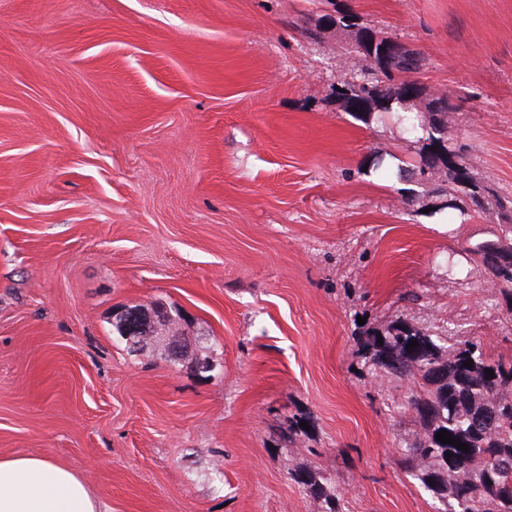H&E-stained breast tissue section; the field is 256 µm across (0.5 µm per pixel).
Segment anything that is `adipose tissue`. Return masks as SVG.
<instances>
[{
    "label": "adipose tissue",
    "instance_id": "obj_1",
    "mask_svg": "<svg viewBox=\"0 0 512 512\" xmlns=\"http://www.w3.org/2000/svg\"><path fill=\"white\" fill-rule=\"evenodd\" d=\"M0 512H108L86 484L49 459L18 454L0 458Z\"/></svg>",
    "mask_w": 512,
    "mask_h": 512
}]
</instances>
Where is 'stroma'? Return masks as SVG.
I'll use <instances>...</instances> for the list:
<instances>
[{
	"label": "stroma",
	"mask_w": 512,
	"mask_h": 512,
	"mask_svg": "<svg viewBox=\"0 0 512 512\" xmlns=\"http://www.w3.org/2000/svg\"><path fill=\"white\" fill-rule=\"evenodd\" d=\"M345 7L465 98L448 140L512 191V0H0V458L110 512H321L315 467L344 512H433L360 338L401 318L509 355L512 306L467 256L497 224L412 194L396 130L344 112L349 38L302 25ZM157 303L211 376L128 354L119 314ZM296 480L307 495L322 500L325 505L323 512H343L341 499L336 487L331 484L330 474L328 476L326 471L308 470L300 473Z\"/></svg>",
	"instance_id": "obj_1"
}]
</instances>
